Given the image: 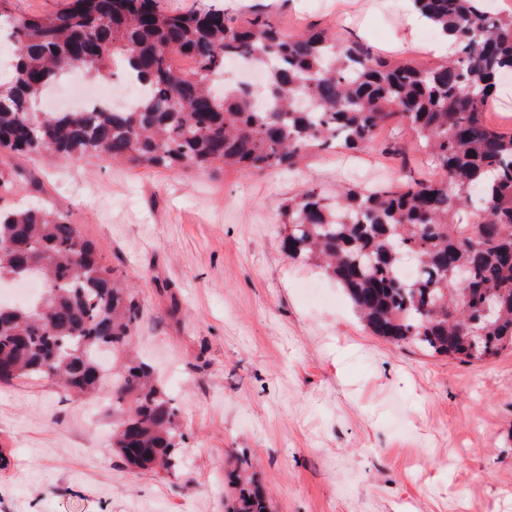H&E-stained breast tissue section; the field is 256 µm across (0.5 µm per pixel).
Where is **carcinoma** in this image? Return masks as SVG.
Masks as SVG:
<instances>
[{"mask_svg":"<svg viewBox=\"0 0 512 512\" xmlns=\"http://www.w3.org/2000/svg\"><path fill=\"white\" fill-rule=\"evenodd\" d=\"M453 40L429 66L373 54L327 28L289 33L209 4L168 12L158 0H66L46 16L0 10L12 53L0 78V153H48L215 176L298 169L308 155L365 151L394 119L407 123L430 172L375 191L315 187L280 208L283 249L318 262L369 332L431 354L486 361L512 349V132L488 116L496 79L512 73V13L483 0H412ZM236 59L266 68L265 103L224 81ZM122 70L146 88L135 106L39 114L45 90L74 68ZM414 280L398 276L406 261ZM35 278L44 295L0 302V383L57 381L95 391L97 353L127 345L140 308L69 215L0 206V280ZM113 396L129 403L113 447L136 470L178 467L176 407L152 368L131 358ZM226 512H264L255 474L240 467Z\"/></svg>","mask_w":512,"mask_h":512,"instance_id":"1","label":"carcinoma"}]
</instances>
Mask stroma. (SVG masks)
Returning <instances> with one entry per match:
<instances>
[{
    "instance_id": "obj_1",
    "label": "stroma",
    "mask_w": 512,
    "mask_h": 512,
    "mask_svg": "<svg viewBox=\"0 0 512 512\" xmlns=\"http://www.w3.org/2000/svg\"><path fill=\"white\" fill-rule=\"evenodd\" d=\"M290 31L330 25L375 53L440 61L408 0H215ZM411 32L417 48L398 50ZM412 130L373 149L306 158L300 172L216 176L107 160L0 155L16 199L68 213L133 287L131 346L178 408L176 474L134 472L112 446V385L75 398L0 384V512H224L248 463L270 512H512V352L431 357L372 336L334 280L288 258L279 207L303 187L394 186L423 173Z\"/></svg>"
}]
</instances>
